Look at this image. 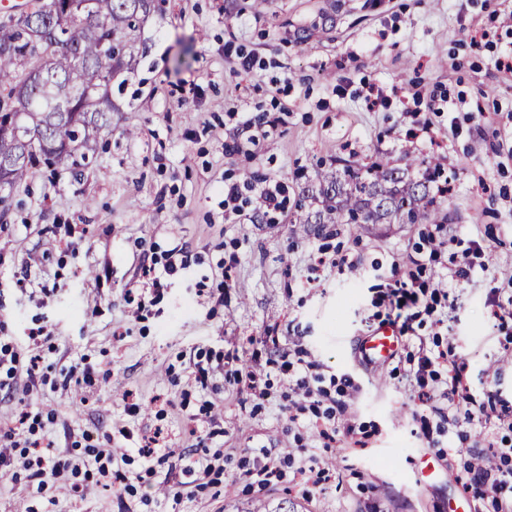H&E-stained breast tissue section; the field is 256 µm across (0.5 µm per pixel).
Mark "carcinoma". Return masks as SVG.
Returning a JSON list of instances; mask_svg holds the SVG:
<instances>
[{"mask_svg":"<svg viewBox=\"0 0 512 512\" xmlns=\"http://www.w3.org/2000/svg\"><path fill=\"white\" fill-rule=\"evenodd\" d=\"M84 15L36 9L26 30L0 25V113L30 114L28 128L17 130L0 120V178L14 188L31 174L36 162L67 164L76 170L93 158L112 111L108 98L109 58L104 42L112 41V59L131 56L126 36L153 6L154 0H59ZM52 57L39 83L27 84L41 59ZM28 85L25 95L15 90ZM323 210L305 224H435L443 219L430 195L432 176L405 178L386 163L349 165L341 172L317 174Z\"/></svg>","mask_w":512,"mask_h":512,"instance_id":"carcinoma-1","label":"carcinoma"}]
</instances>
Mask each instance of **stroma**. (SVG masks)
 Returning a JSON list of instances; mask_svg holds the SVG:
<instances>
[{
    "label": "stroma",
    "mask_w": 512,
    "mask_h": 512,
    "mask_svg": "<svg viewBox=\"0 0 512 512\" xmlns=\"http://www.w3.org/2000/svg\"><path fill=\"white\" fill-rule=\"evenodd\" d=\"M130 38L96 161L79 174L33 169L0 217V344L38 356L40 375L33 389H0V428L28 413L17 439H40L51 460L125 449L126 480L79 474L75 496L5 467L0 512H453L468 448H510L512 432L462 412L425 436L417 387L393 364H361L355 341L387 320L392 266L408 270L423 237L439 236L424 277L447 290L448 320L417 317L396 358L455 346L476 400L491 391L512 406V326L490 303L491 287L512 290V73L499 67L512 0H166ZM250 117L275 123L257 145ZM375 159L418 179L436 164L444 220L300 223L318 172ZM264 178L287 182L285 217L225 213L226 184L255 209ZM472 239L487 267L462 288L452 275ZM37 327L47 337L35 344ZM299 350L328 392L353 380L343 419L364 446L325 443L297 414L279 364ZM80 363L96 381L77 390L64 379ZM249 371L260 393L239 383ZM156 432L169 452L148 465L138 450ZM294 448L331 469L322 488L251 486L262 451ZM207 452L224 457L208 484L192 469ZM423 453L449 477L416 484ZM170 479L185 483L181 499L166 498Z\"/></svg>",
    "instance_id": "stroma-1"
}]
</instances>
